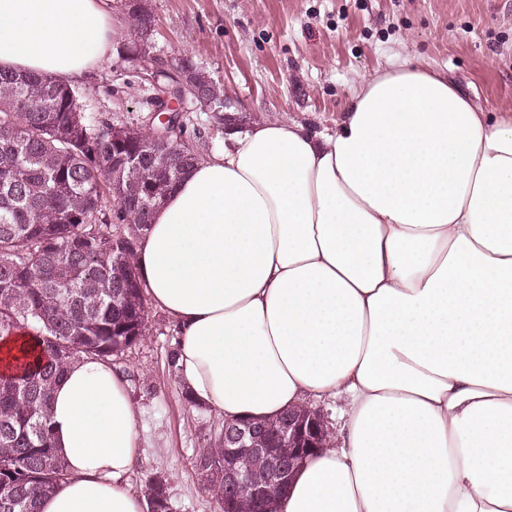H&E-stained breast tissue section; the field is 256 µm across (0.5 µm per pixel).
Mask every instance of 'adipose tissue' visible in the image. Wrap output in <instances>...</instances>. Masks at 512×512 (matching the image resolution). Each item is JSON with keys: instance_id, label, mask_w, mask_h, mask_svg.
<instances>
[{"instance_id": "ef3b65f1", "label": "adipose tissue", "mask_w": 512, "mask_h": 512, "mask_svg": "<svg viewBox=\"0 0 512 512\" xmlns=\"http://www.w3.org/2000/svg\"><path fill=\"white\" fill-rule=\"evenodd\" d=\"M117 35L104 0H0L1 69L75 78ZM134 262L195 403L267 420L345 396L277 512H512V107L405 61L332 129L226 130ZM41 358L30 333L0 338L1 375ZM49 415L70 476L40 512H145L124 373L72 361Z\"/></svg>"}]
</instances>
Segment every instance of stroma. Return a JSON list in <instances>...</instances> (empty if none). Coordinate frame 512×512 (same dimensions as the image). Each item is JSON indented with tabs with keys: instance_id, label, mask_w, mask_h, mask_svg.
Here are the masks:
<instances>
[{
	"instance_id": "1",
	"label": "stroma",
	"mask_w": 512,
	"mask_h": 512,
	"mask_svg": "<svg viewBox=\"0 0 512 512\" xmlns=\"http://www.w3.org/2000/svg\"><path fill=\"white\" fill-rule=\"evenodd\" d=\"M157 32L150 54L175 68L189 57L224 86L225 112L248 120L281 116L332 127L359 81L415 59L447 73L478 103L512 107V0H150ZM107 58L73 79L89 115L149 131V92L124 62L128 18ZM185 143L221 151L224 133L186 104ZM174 320L148 307L144 335L113 365L141 411L144 450L129 481L138 492L163 478L172 512H220L193 466L222 421L193 403L171 364Z\"/></svg>"
}]
</instances>
